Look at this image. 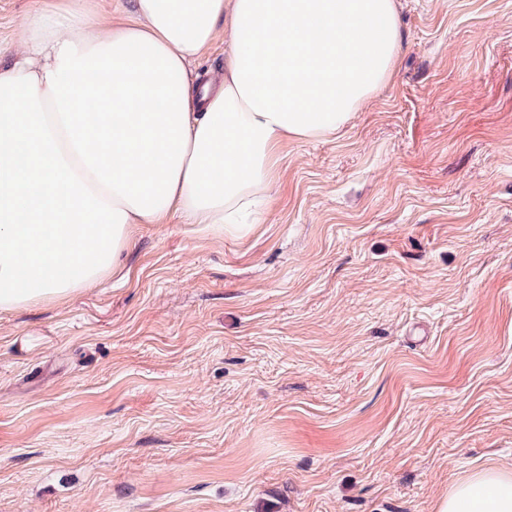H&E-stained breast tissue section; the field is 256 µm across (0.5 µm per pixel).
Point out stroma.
I'll use <instances>...</instances> for the list:
<instances>
[{
    "label": "stroma",
    "instance_id": "1",
    "mask_svg": "<svg viewBox=\"0 0 512 512\" xmlns=\"http://www.w3.org/2000/svg\"><path fill=\"white\" fill-rule=\"evenodd\" d=\"M33 0H0V60ZM393 78L260 224H138L0 312V512H436L512 470V0H399Z\"/></svg>",
    "mask_w": 512,
    "mask_h": 512
}]
</instances>
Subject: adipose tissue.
Segmentation results:
<instances>
[{
    "instance_id": "adipose-tissue-1",
    "label": "adipose tissue",
    "mask_w": 512,
    "mask_h": 512,
    "mask_svg": "<svg viewBox=\"0 0 512 512\" xmlns=\"http://www.w3.org/2000/svg\"><path fill=\"white\" fill-rule=\"evenodd\" d=\"M34 0L0 65V310L119 274L137 224L246 232L287 139H328L390 79L397 0ZM224 33V81L190 64ZM95 97L100 111L83 105ZM437 512H512V470L455 483ZM98 14L104 21L112 19V25L133 18L131 0H94Z\"/></svg>"
}]
</instances>
